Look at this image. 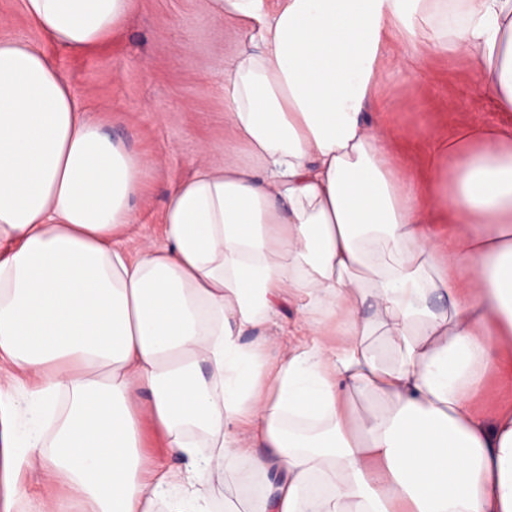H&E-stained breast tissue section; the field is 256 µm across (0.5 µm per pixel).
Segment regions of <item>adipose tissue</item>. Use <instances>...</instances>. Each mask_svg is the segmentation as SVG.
I'll list each match as a JSON object with an SVG mask.
<instances>
[{"instance_id":"ef3b65f1","label":"adipose tissue","mask_w":512,"mask_h":512,"mask_svg":"<svg viewBox=\"0 0 512 512\" xmlns=\"http://www.w3.org/2000/svg\"><path fill=\"white\" fill-rule=\"evenodd\" d=\"M207 2L245 155L197 165L135 257L138 157L0 40V442L66 491L31 512H512V404L473 405L512 373V130L438 141L418 181L367 118L392 34L512 112V0ZM133 6L24 0L72 51ZM289 304V342L242 343ZM146 421L181 467H145Z\"/></svg>"}]
</instances>
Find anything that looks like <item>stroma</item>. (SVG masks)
<instances>
[{
    "label": "stroma",
    "mask_w": 512,
    "mask_h": 512,
    "mask_svg": "<svg viewBox=\"0 0 512 512\" xmlns=\"http://www.w3.org/2000/svg\"><path fill=\"white\" fill-rule=\"evenodd\" d=\"M22 38L50 55L89 116L138 154L142 191L132 207L130 248L157 237L161 212L176 185L204 160H223L238 145L224 116L220 74L235 44L206 0H135L122 28L102 47L74 54L52 43L27 18L23 0H0V39ZM379 96L385 112L368 110L395 135L401 166L421 179L431 138L452 126L512 127V112L478 91L466 59L426 51L416 67L387 65ZM47 478L21 469L16 482L0 472V512L54 492Z\"/></svg>",
    "instance_id": "stroma-1"
}]
</instances>
